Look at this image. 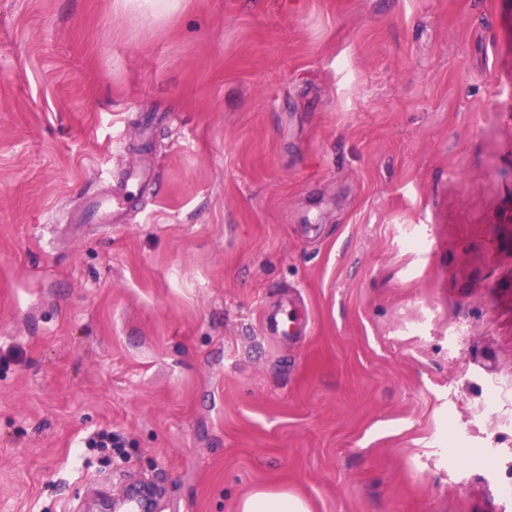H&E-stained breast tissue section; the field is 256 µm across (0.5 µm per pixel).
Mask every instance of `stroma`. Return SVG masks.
I'll return each mask as SVG.
<instances>
[{
    "mask_svg": "<svg viewBox=\"0 0 512 512\" xmlns=\"http://www.w3.org/2000/svg\"><path fill=\"white\" fill-rule=\"evenodd\" d=\"M127 476L512 512V0H0V512ZM138 181L128 183L124 190L112 197H90L87 198L86 208L95 214L102 223L108 224L117 221L121 215L130 207L137 196Z\"/></svg>",
    "mask_w": 512,
    "mask_h": 512,
    "instance_id": "35a3bbf8",
    "label": "stroma"
}]
</instances>
